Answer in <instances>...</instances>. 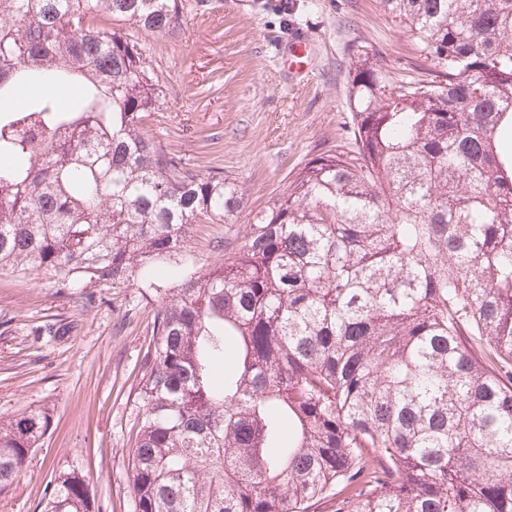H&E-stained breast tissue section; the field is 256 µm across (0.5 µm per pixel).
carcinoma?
<instances>
[{"label": "carcinoma", "mask_w": 512, "mask_h": 512, "mask_svg": "<svg viewBox=\"0 0 512 512\" xmlns=\"http://www.w3.org/2000/svg\"><path fill=\"white\" fill-rule=\"evenodd\" d=\"M419 76L348 71L351 142L244 231L221 168L144 127L165 86L127 29L183 0H0V273L150 289L132 447L138 512H512V0H379ZM78 82L75 108L54 91ZM195 224L224 259L175 265ZM50 425H0V484ZM45 512H91L76 471Z\"/></svg>", "instance_id": "carcinoma-1"}]
</instances>
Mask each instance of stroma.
Masks as SVG:
<instances>
[{"instance_id":"stroma-1","label":"stroma","mask_w":512,"mask_h":512,"mask_svg":"<svg viewBox=\"0 0 512 512\" xmlns=\"http://www.w3.org/2000/svg\"><path fill=\"white\" fill-rule=\"evenodd\" d=\"M178 29L145 34L147 62L166 97L145 129L192 168L236 178L249 223L306 160L348 137L352 51L379 52L393 77L409 78L411 40L377 0H184ZM308 40L289 54L290 38ZM185 252L198 270L224 256V227L195 225ZM60 288L43 273L0 274V420L29 409L51 416L48 432L16 479L0 487V512H44L53 472L73 469L92 512H136L130 437L152 340L144 289ZM53 323L60 335L34 338Z\"/></svg>"}]
</instances>
